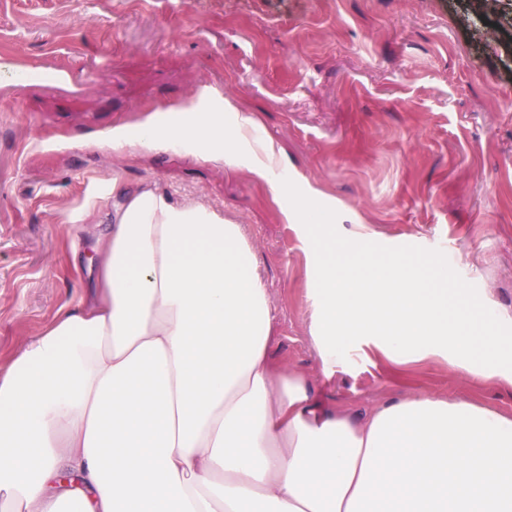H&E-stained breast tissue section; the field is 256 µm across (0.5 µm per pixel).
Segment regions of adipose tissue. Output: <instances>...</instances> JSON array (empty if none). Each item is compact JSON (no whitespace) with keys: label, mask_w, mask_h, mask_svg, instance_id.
<instances>
[{"label":"adipose tissue","mask_w":512,"mask_h":512,"mask_svg":"<svg viewBox=\"0 0 512 512\" xmlns=\"http://www.w3.org/2000/svg\"><path fill=\"white\" fill-rule=\"evenodd\" d=\"M168 114L113 129V151L220 158L283 195L282 148L239 150L252 113L226 99ZM283 216L318 233L308 293L324 369L361 340L396 364L442 358L512 386V348L449 322L467 301L446 266L327 237L309 199ZM94 253L86 298L0 373V512H512V416L430 393L359 416L274 362V307L242 225L122 190Z\"/></svg>","instance_id":"obj_1"}]
</instances>
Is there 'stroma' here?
Listing matches in <instances>:
<instances>
[{"mask_svg":"<svg viewBox=\"0 0 512 512\" xmlns=\"http://www.w3.org/2000/svg\"><path fill=\"white\" fill-rule=\"evenodd\" d=\"M204 88L280 144L290 201L314 199L328 233L446 264L471 299L449 321L512 336V0H0V364L84 295L71 253L92 255L118 181L246 226L276 306L274 360L317 401L363 413L462 394L511 415L512 388L440 358L395 365L352 343L323 373L312 238L281 201L243 166L102 146Z\"/></svg>","mask_w":512,"mask_h":512,"instance_id":"stroma-1","label":"stroma"}]
</instances>
